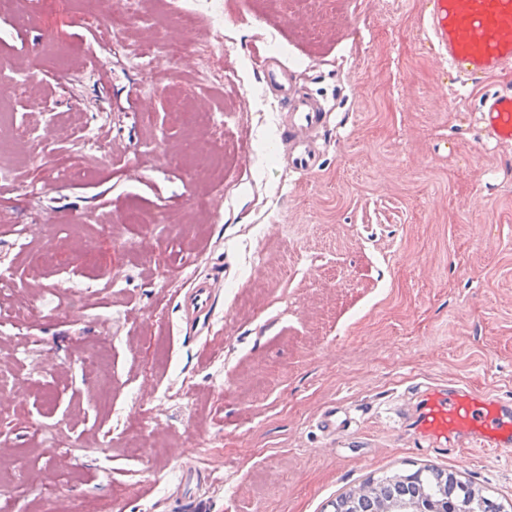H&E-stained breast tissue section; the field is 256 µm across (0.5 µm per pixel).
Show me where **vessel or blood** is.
Here are the masks:
<instances>
[{"instance_id": "1", "label": "vessel or blood", "mask_w": 512, "mask_h": 512, "mask_svg": "<svg viewBox=\"0 0 512 512\" xmlns=\"http://www.w3.org/2000/svg\"><path fill=\"white\" fill-rule=\"evenodd\" d=\"M427 24L433 42L448 66L459 72L492 75L512 68V0H429ZM259 65L266 84L281 89L288 110L281 140L289 168L306 174L317 165L313 135L326 123V114L313 100L285 84L275 57ZM479 120L486 138L512 142V93L484 94ZM214 278L194 279L182 299L187 333L208 328L214 314ZM401 429L437 446L487 448L512 456V402L492 394L455 385L427 386L416 394L412 412L398 418Z\"/></svg>"}]
</instances>
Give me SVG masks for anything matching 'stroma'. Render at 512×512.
<instances>
[{
    "label": "stroma",
    "instance_id": "35a3bbf8",
    "mask_svg": "<svg viewBox=\"0 0 512 512\" xmlns=\"http://www.w3.org/2000/svg\"><path fill=\"white\" fill-rule=\"evenodd\" d=\"M119 6L90 28L72 0H0V98L26 142L0 151L12 512H331L424 466L512 502V458L421 445L389 419L421 385L512 399V143L477 120L512 71H449L429 0H224L217 28L205 0H146L117 26ZM201 42L223 80L199 81ZM270 51L329 114L307 174L283 163L285 113L254 61ZM219 124L223 152L201 164ZM199 276L221 295L188 336ZM85 279L96 293L71 290ZM92 351L109 382L82 369ZM332 405L355 411L353 435L318 428Z\"/></svg>",
    "mask_w": 512,
    "mask_h": 512
}]
</instances>
